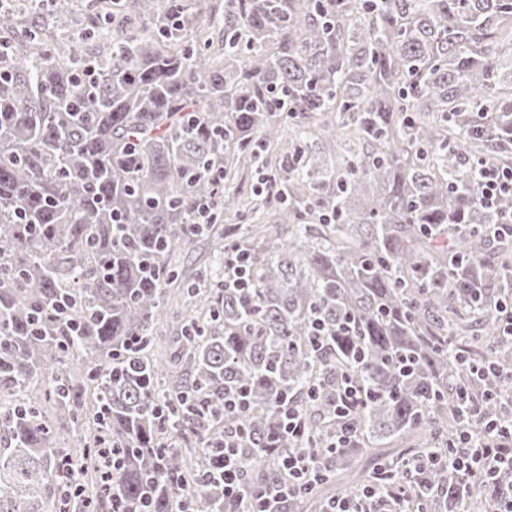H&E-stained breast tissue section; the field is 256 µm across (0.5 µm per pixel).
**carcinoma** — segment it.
Returning a JSON list of instances; mask_svg holds the SVG:
<instances>
[{"label": "carcinoma", "mask_w": 512, "mask_h": 512, "mask_svg": "<svg viewBox=\"0 0 512 512\" xmlns=\"http://www.w3.org/2000/svg\"><path fill=\"white\" fill-rule=\"evenodd\" d=\"M102 2L77 41L19 0L0 11V512H175L185 494L241 512L211 479L226 428L255 492L290 451L319 453L322 479L281 512L364 490L373 512H489L512 468L462 476L434 452L460 402L477 425L512 395V232L491 228L512 196L484 207L473 168L512 167V0ZM330 112L325 136L351 129L332 167L314 128L284 136ZM274 145L276 223L218 248L248 257L250 287L187 286L173 373L152 354L169 256L209 231L187 228L199 204L239 210L208 172ZM241 390L245 412L224 413Z\"/></svg>", "instance_id": "1"}]
</instances>
